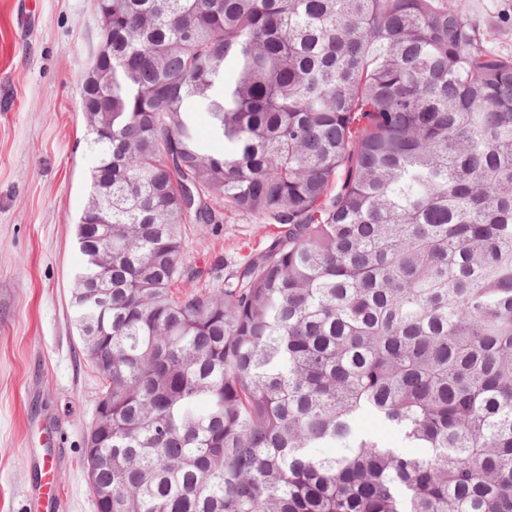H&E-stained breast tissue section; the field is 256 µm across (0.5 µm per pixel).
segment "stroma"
Listing matches in <instances>:
<instances>
[{"instance_id":"obj_1","label":"stroma","mask_w":512,"mask_h":512,"mask_svg":"<svg viewBox=\"0 0 512 512\" xmlns=\"http://www.w3.org/2000/svg\"><path fill=\"white\" fill-rule=\"evenodd\" d=\"M458 5L491 50L512 55V0ZM97 44L93 0H0V512H39L45 477L61 512H95L83 448L100 383L71 291L82 266L74 221L94 164L80 87ZM265 233L242 212L190 226L184 259L226 272Z\"/></svg>"}]
</instances>
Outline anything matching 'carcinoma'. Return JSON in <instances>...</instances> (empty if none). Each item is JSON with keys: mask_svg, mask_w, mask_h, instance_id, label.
Wrapping results in <instances>:
<instances>
[{"mask_svg": "<svg viewBox=\"0 0 512 512\" xmlns=\"http://www.w3.org/2000/svg\"><path fill=\"white\" fill-rule=\"evenodd\" d=\"M95 12L71 305L112 512H512V56L456 0ZM226 212L275 232L175 293ZM360 432L373 436L385 443L400 445V437L396 429L386 425L381 420L372 415L362 417L358 422Z\"/></svg>", "mask_w": 512, "mask_h": 512, "instance_id": "1", "label": "carcinoma"}]
</instances>
